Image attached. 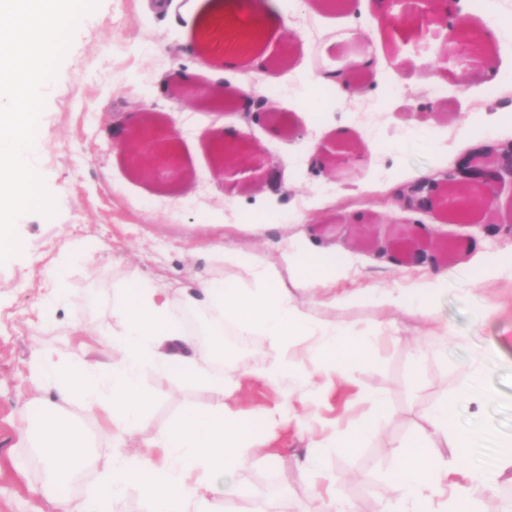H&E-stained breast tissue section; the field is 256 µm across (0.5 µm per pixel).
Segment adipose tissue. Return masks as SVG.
I'll return each instance as SVG.
<instances>
[{"label":"adipose tissue","instance_id":"1","mask_svg":"<svg viewBox=\"0 0 512 512\" xmlns=\"http://www.w3.org/2000/svg\"><path fill=\"white\" fill-rule=\"evenodd\" d=\"M208 259L248 268L255 285L241 288L209 276L185 289L183 303L189 313L200 314L194 331L185 330L171 311L167 288L140 280L126 286L112 304L119 359L84 362L72 368L52 355L41 356L31 378L48 385L39 432H23L30 447L40 449L50 484L70 481L88 463L89 435L64 415L59 402L79 400L88 413H107L108 435L114 448L102 476V493L110 507H118L130 485H138L147 512H214V501L226 502L236 494L237 476L256 451L258 416L233 408L228 398L240 388L238 377L214 383L215 400L206 408L190 409L143 440L144 449L130 453L124 436L135 429L147 403L141 375L151 370L178 373L196 381L223 349L224 321H231L246 336L258 331L276 350L285 352L299 338H310L311 356L321 374L345 376L364 357L366 340L333 325H319L305 305L281 285L278 272L251 263L248 254L228 251L220 239L199 247ZM282 261L295 288L309 292L340 274L335 252L303 241L283 249ZM445 274L431 272L411 287L371 292V300L427 313V304L442 288ZM475 399L472 384H463L458 397L435 402L422 414L417 427L399 444L388 480L395 490L382 512H481L482 494L497 476L512 473V438L500 444L498 469L490 473L470 463L472 437L456 423L459 397ZM386 411L381 400L371 402L369 416L354 421L345 431L311 439L298 467L301 474L325 479L321 491L324 512H355L353 503L336 494L340 475L328 474L325 460L336 450L356 451L375 433ZM448 448L451 461L439 450Z\"/></svg>","mask_w":512,"mask_h":512}]
</instances>
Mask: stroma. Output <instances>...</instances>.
<instances>
[{
  "label": "stroma",
  "instance_id": "stroma-1",
  "mask_svg": "<svg viewBox=\"0 0 512 512\" xmlns=\"http://www.w3.org/2000/svg\"><path fill=\"white\" fill-rule=\"evenodd\" d=\"M213 2L167 0L157 11L150 0H99L80 20L55 78L42 88L45 108L33 158L56 213L22 216V252L0 265V512H54L60 498L99 500L100 474L112 458L105 416L85 412L76 400L61 406L91 439L89 463L76 486L48 484L36 449L19 439L21 429L36 428L41 414L29 374L32 355L47 350L77 367L87 348L111 353L117 326L112 302L124 285L140 279L169 287L175 303L182 288L208 273L249 285L246 268L192 256L217 224L226 249L247 251L278 270L284 244L304 239L335 248L337 263L347 268L334 283L340 294L421 280L423 270L387 266L376 248L378 241L402 237L416 244L420 225L448 274L427 318L371 303L332 306L327 290L304 296L284 279L316 322L367 337L368 353L344 380L320 388L298 384L289 374L268 384L263 372L278 353L259 332L252 333L250 350L225 359L224 372L241 376L234 403L242 411L274 408L299 387L312 402L274 426L257 424L259 452L237 478L240 502L253 506L265 499L274 512H321L320 499L297 474L296 457L312 433L339 431L365 417L374 395L389 406L379 431L357 453L340 451L327 462L329 472L342 474L337 491L357 512H379L393 493L386 474L395 445L424 410L465 381H475L484 397L482 410L466 400L457 406L459 425L477 434L474 464L495 470L498 442L512 436V237L484 238V262L501 272L481 284L474 281L476 261L467 249L487 220L512 224V193L499 195L493 215L475 212L462 222L437 210L405 209L387 190L443 173L473 140L512 141V124L500 117L506 101L488 95L493 86L512 89V0H484L482 8L470 9L473 26L488 20L499 25L483 56L454 53L449 21L430 25L421 18L406 35L391 32L374 0H346L339 11L317 0H274L280 25L267 32L262 49L273 56L287 44L297 46L294 62L258 79L286 126L276 136L268 123L245 122L233 110H198L164 91L172 74L184 69L196 89L213 87L198 60ZM367 57L381 61V77L363 68ZM332 73L355 76L365 88L336 94L333 105H324L323 78ZM433 101L437 109L418 117L420 104ZM145 103L163 127L177 132L179 159L192 180L172 187L163 177L130 174L112 129ZM241 124L263 166L280 174L278 193L246 189L237 174H214V132ZM340 129L357 146L353 160L336 164L331 175H314L313 149L334 141ZM243 213H274L280 221L258 239L239 223ZM64 256L69 264L58 293L54 270ZM447 334L456 343L442 344ZM141 384L149 403L139 429L126 437L130 452L187 408L214 400L206 380L148 370Z\"/></svg>",
  "mask_w": 512,
  "mask_h": 512
}]
</instances>
